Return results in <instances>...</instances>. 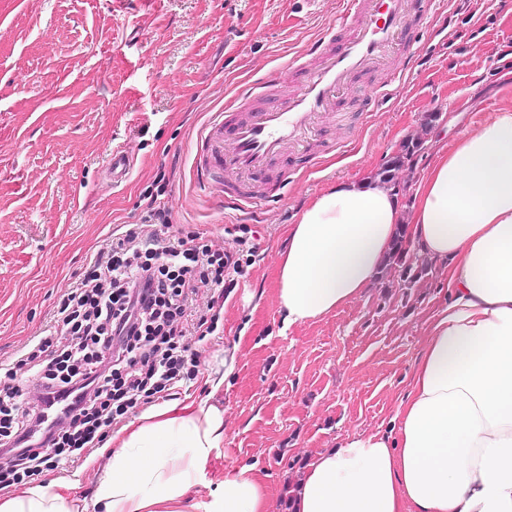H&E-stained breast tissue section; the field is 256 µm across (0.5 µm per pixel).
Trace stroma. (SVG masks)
Here are the masks:
<instances>
[{"mask_svg":"<svg viewBox=\"0 0 512 512\" xmlns=\"http://www.w3.org/2000/svg\"><path fill=\"white\" fill-rule=\"evenodd\" d=\"M414 21L415 65L395 79L390 58L343 102L342 146L296 161L281 201L258 213L224 208L200 186L194 156L218 112H237L240 84L288 64L336 19L340 0H0V359L49 325L60 289L125 224L140 223L157 172L173 224L240 239L250 264L224 303V334L208 341L183 403L211 399L227 433L192 496L207 500L227 470L253 467L282 512L289 482L319 451L389 431L409 392L429 325L447 300L438 262L415 287L403 271L330 317L290 325L277 297V259L304 204L336 181L376 171L426 114L451 135L478 128L498 105L512 54V7L436 0ZM392 91L373 111L361 99ZM135 154L128 178H105L113 149ZM236 349L224 377L222 359ZM222 378L212 389L210 378ZM111 457L94 449L58 474L91 499Z\"/></svg>","mask_w":512,"mask_h":512,"instance_id":"stroma-1","label":"stroma"}]
</instances>
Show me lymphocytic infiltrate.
Returning a JSON list of instances; mask_svg holds the SVG:
<instances>
[{
  "mask_svg": "<svg viewBox=\"0 0 512 512\" xmlns=\"http://www.w3.org/2000/svg\"><path fill=\"white\" fill-rule=\"evenodd\" d=\"M91 255L42 336L0 362V491L77 467L129 415L176 395L224 331L244 272L223 238L174 227L157 194Z\"/></svg>",
  "mask_w": 512,
  "mask_h": 512,
  "instance_id": "f902f5d3",
  "label": "lymphocytic infiltrate"
}]
</instances>
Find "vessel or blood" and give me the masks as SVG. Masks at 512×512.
<instances>
[{
    "label": "vessel or blood",
    "mask_w": 512,
    "mask_h": 512,
    "mask_svg": "<svg viewBox=\"0 0 512 512\" xmlns=\"http://www.w3.org/2000/svg\"><path fill=\"white\" fill-rule=\"evenodd\" d=\"M431 5L432 0H346L333 27L308 44L304 61L289 62L287 95L270 97L272 76L243 83L237 96L249 110L231 121L217 115L200 138L195 166L204 190L243 212L278 201V190L268 184L273 164L296 158L312 130L329 134L339 98L406 39L412 18ZM133 166L131 155L113 150L110 183L121 182Z\"/></svg>",
    "instance_id": "b4317fda"
}]
</instances>
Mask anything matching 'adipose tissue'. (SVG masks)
<instances>
[{
  "label": "adipose tissue",
  "mask_w": 512,
  "mask_h": 512,
  "mask_svg": "<svg viewBox=\"0 0 512 512\" xmlns=\"http://www.w3.org/2000/svg\"><path fill=\"white\" fill-rule=\"evenodd\" d=\"M448 274L391 431L318 453L292 484L291 512H512V90L476 130L440 147L403 203L367 173L337 182L289 225L279 257L286 320L323 319L377 283L398 236ZM222 408L177 401L120 431L94 492L99 512H266L250 467L191 500L224 445ZM0 512H87L51 481Z\"/></svg>",
  "instance_id": "obj_1"
}]
</instances>
